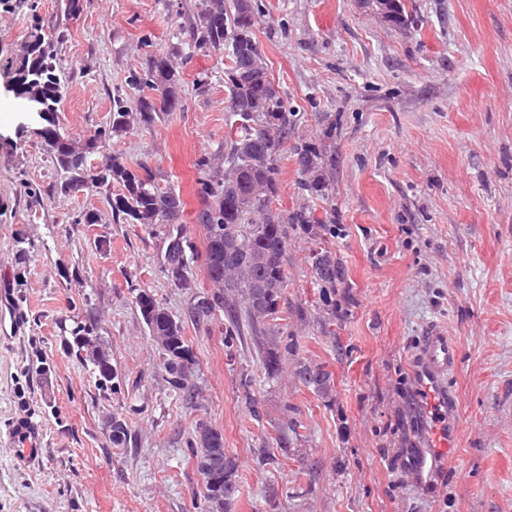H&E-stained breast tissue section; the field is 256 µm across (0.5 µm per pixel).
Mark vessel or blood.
I'll list each match as a JSON object with an SVG mask.
<instances>
[{
    "instance_id": "1",
    "label": "vessel or blood",
    "mask_w": 512,
    "mask_h": 512,
    "mask_svg": "<svg viewBox=\"0 0 512 512\" xmlns=\"http://www.w3.org/2000/svg\"><path fill=\"white\" fill-rule=\"evenodd\" d=\"M460 348L446 326L428 325L415 351L412 363L417 381L428 399L434 437L430 450L431 461L452 459L459 448L460 427L455 394L448 380L456 371Z\"/></svg>"
}]
</instances>
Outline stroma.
<instances>
[{"instance_id":"35a3bbf8","label":"stroma","mask_w":512,"mask_h":512,"mask_svg":"<svg viewBox=\"0 0 512 512\" xmlns=\"http://www.w3.org/2000/svg\"><path fill=\"white\" fill-rule=\"evenodd\" d=\"M405 4L418 20L396 27L361 0H262L256 29L294 137L325 160L326 194L310 198L282 149L276 205L333 213L339 228L335 317L311 280L307 236L288 247L284 295L304 311L288 325L298 357L333 373L327 402L290 375L268 382L252 338L225 347L223 321L196 316L210 284L197 264L196 287L170 285L168 227L117 221L102 193H60L40 119L14 107L10 80L37 24L67 28L58 116L79 141L109 125L114 95L140 96L127 80L149 55L174 54L183 110L113 134L108 150L180 194L178 231L204 249L196 162L223 166L231 112L223 55L179 30L195 0H80L72 20L60 0H0V512H195L202 485L187 441L200 421L238 460L232 512H512V0ZM87 212L95 223H76ZM140 289L183 327L194 402L169 383ZM77 319L98 323L120 391L101 389L69 352L63 328ZM433 321L460 346L450 386L461 440L455 460L431 467L412 354ZM40 362L42 376L30 370ZM114 416L130 434L121 447ZM293 421L303 436L293 454L260 464L259 449ZM21 422L34 455L15 439ZM271 484L282 496L268 499Z\"/></svg>"}]
</instances>
